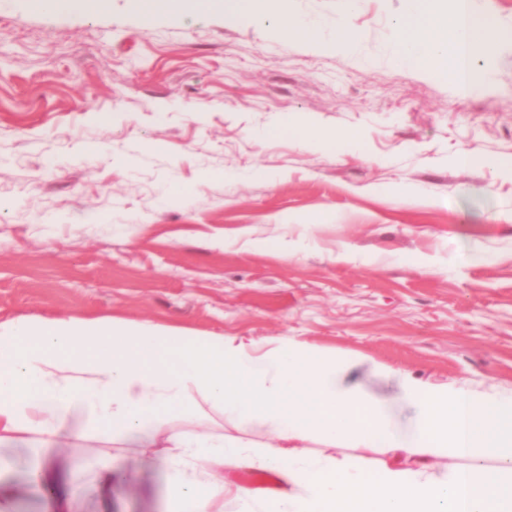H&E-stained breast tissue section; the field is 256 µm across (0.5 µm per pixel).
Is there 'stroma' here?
<instances>
[{
	"mask_svg": "<svg viewBox=\"0 0 512 512\" xmlns=\"http://www.w3.org/2000/svg\"><path fill=\"white\" fill-rule=\"evenodd\" d=\"M468 6L505 37L465 92L398 63L411 0H290L317 46L213 12L147 26L134 0L93 17L0 0V322L297 340L375 398L394 396L390 369L511 398L512 179L487 163H512V0ZM342 20L358 39L337 48ZM286 117L331 142L270 136ZM173 427L274 442L205 403ZM66 431L58 470L95 451L121 481L58 504L31 482L28 444H2L14 512H170L159 442Z\"/></svg>",
	"mask_w": 512,
	"mask_h": 512,
	"instance_id": "1",
	"label": "stroma"
}]
</instances>
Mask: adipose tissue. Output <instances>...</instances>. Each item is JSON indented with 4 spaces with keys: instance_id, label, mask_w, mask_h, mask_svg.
Returning a JSON list of instances; mask_svg holds the SVG:
<instances>
[{
    "instance_id": "adipose-tissue-1",
    "label": "adipose tissue",
    "mask_w": 512,
    "mask_h": 512,
    "mask_svg": "<svg viewBox=\"0 0 512 512\" xmlns=\"http://www.w3.org/2000/svg\"><path fill=\"white\" fill-rule=\"evenodd\" d=\"M151 19L183 8L223 11L242 23L256 18V0H137ZM400 63L468 86L475 65L499 42L490 21L467 0L442 8L416 0L396 23ZM347 365L297 341L260 354L223 338L183 336L143 323L66 316L0 323V444L32 443L31 480L86 491L88 476L110 490L111 457L90 456L58 473L45 459L71 419L93 431L136 442L170 421L193 415L191 391L240 424L270 430L273 445L253 453L205 429L170 433L182 458L168 475L176 512H222L219 472L228 456L259 458L288 483L264 500V512H512V399L483 402L462 387L423 386L405 374L389 377L393 399H371L347 378ZM409 405L407 423L394 406ZM321 440L347 448H389L414 455L410 466L378 461L306 458L303 445ZM454 455L464 466L434 469L432 458ZM497 463L488 473L484 459Z\"/></svg>"
}]
</instances>
